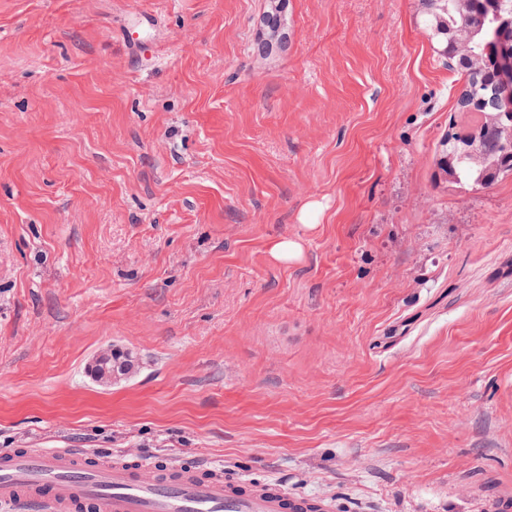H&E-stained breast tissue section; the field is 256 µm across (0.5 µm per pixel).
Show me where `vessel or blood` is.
I'll return each mask as SVG.
<instances>
[{
	"label": "vessel or blood",
	"instance_id": "b4317fda",
	"mask_svg": "<svg viewBox=\"0 0 512 512\" xmlns=\"http://www.w3.org/2000/svg\"><path fill=\"white\" fill-rule=\"evenodd\" d=\"M0 512H331L283 484L211 465L112 459L79 448L0 454Z\"/></svg>",
	"mask_w": 512,
	"mask_h": 512
}]
</instances>
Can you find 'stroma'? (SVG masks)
<instances>
[{
    "mask_svg": "<svg viewBox=\"0 0 512 512\" xmlns=\"http://www.w3.org/2000/svg\"><path fill=\"white\" fill-rule=\"evenodd\" d=\"M424 12L0 0V452L512 512V174L439 167L472 117Z\"/></svg>",
    "mask_w": 512,
    "mask_h": 512,
    "instance_id": "1",
    "label": "stroma"
}]
</instances>
